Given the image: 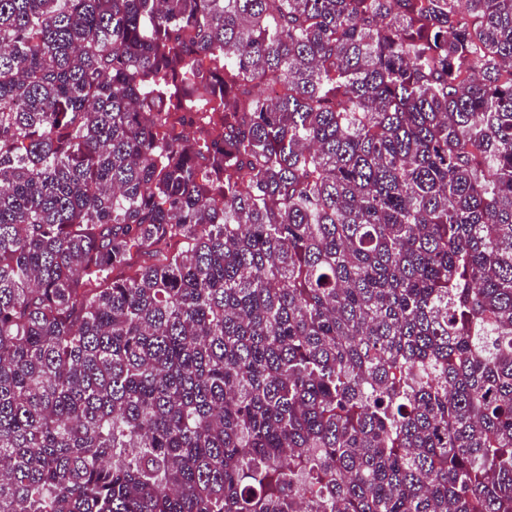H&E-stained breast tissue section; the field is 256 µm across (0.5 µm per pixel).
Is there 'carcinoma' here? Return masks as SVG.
Instances as JSON below:
<instances>
[{
    "instance_id": "1",
    "label": "carcinoma",
    "mask_w": 512,
    "mask_h": 512,
    "mask_svg": "<svg viewBox=\"0 0 512 512\" xmlns=\"http://www.w3.org/2000/svg\"><path fill=\"white\" fill-rule=\"evenodd\" d=\"M0 512H512V0H0Z\"/></svg>"
}]
</instances>
